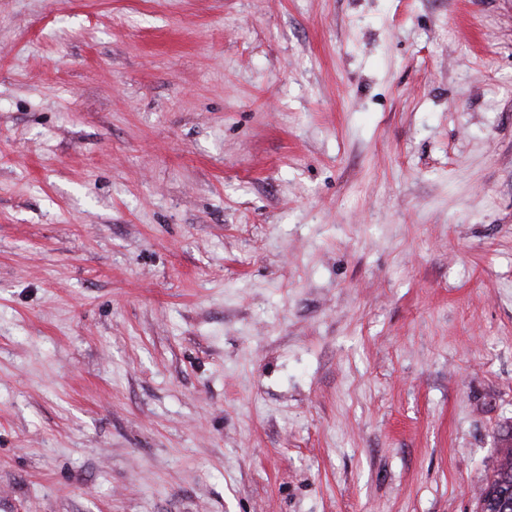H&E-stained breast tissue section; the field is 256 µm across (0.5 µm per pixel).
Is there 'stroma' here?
I'll return each mask as SVG.
<instances>
[{
  "label": "stroma",
  "mask_w": 512,
  "mask_h": 512,
  "mask_svg": "<svg viewBox=\"0 0 512 512\" xmlns=\"http://www.w3.org/2000/svg\"><path fill=\"white\" fill-rule=\"evenodd\" d=\"M512 430V0H0V512H474Z\"/></svg>",
  "instance_id": "1"
}]
</instances>
